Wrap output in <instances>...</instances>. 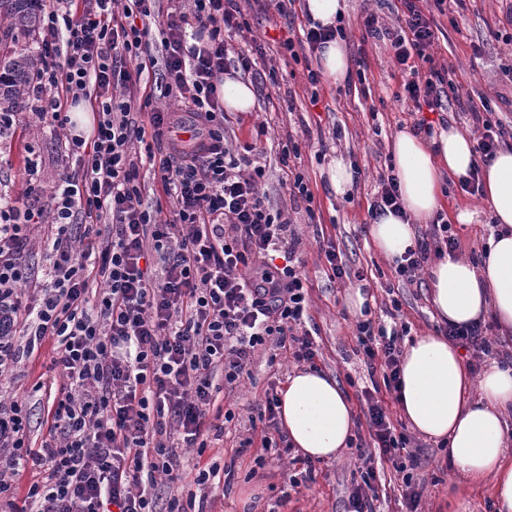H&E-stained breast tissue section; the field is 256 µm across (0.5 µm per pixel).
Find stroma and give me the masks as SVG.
<instances>
[{
  "label": "stroma",
  "mask_w": 512,
  "mask_h": 512,
  "mask_svg": "<svg viewBox=\"0 0 512 512\" xmlns=\"http://www.w3.org/2000/svg\"><path fill=\"white\" fill-rule=\"evenodd\" d=\"M398 0H347L348 12L343 20L350 59L365 61L362 76L349 81L320 83L311 91L306 81L304 60L294 59L286 48L294 38L267 0H244L243 11L251 30L235 37V44L255 41L267 47V62L259 71L275 68L278 87L274 105L256 99L251 111L240 120L231 121L226 130L229 143L248 141L255 124L266 123L274 142L298 143L297 170L303 173L315 196V219L295 215L300 237L298 257L309 279L310 314L318 328L321 355L318 368L335 377L340 389L356 401L353 382L366 378L367 371L353 352L351 334L356 320L346 299L353 283H331L323 274L318 235L331 232L337 247L351 268L370 269L377 301L398 299L401 315L408 321L411 335L434 331L438 324L430 301L428 278L409 285L394 282L390 263L373 244L361 226L367 222L368 201L374 192L376 176L391 152L397 131L412 126L413 118L394 98L402 78L393 66L384 43H361L359 24L365 16L376 15L380 22L392 23ZM440 28L431 49L436 63L447 65L462 94L484 96L489 100L490 118L502 122L512 137V25L503 15L500 0H465L463 7L449 5L446 14L436 15ZM61 129L40 123L31 112H24L8 134L0 136V195L20 202L29 198L25 163L27 156L38 162L37 182L43 192H50L66 169L58 144ZM358 163L361 178L346 196H336L322 178V171L333 159ZM469 211L470 222L456 220L460 211ZM442 213L451 222L459 239L460 256L479 260L482 248L494 224L487 204L479 197L461 192L454 177H446L442 195ZM393 283V295L384 286ZM53 344L44 342L20 368L13 385L14 398L25 400L29 434L41 440L52 424L51 404L62 378L52 366ZM294 364L269 366L266 356H255L249 379L224 394L223 407L234 419L223 437L212 441L204 454L187 450V457H201L224 470L223 482L217 486L196 484L194 472H187L181 482L158 480L153 496L158 512H168L172 499H187L196 494L204 500L205 512H347L349 495L359 480L354 467V449H346L339 461L306 463L300 461L287 444L267 450L260 443L239 449L255 403L278 380L287 379ZM418 466L414 476L424 482L421 512H448V484L452 473L447 449L422 437H415Z\"/></svg>",
  "instance_id": "35a3bbf8"
}]
</instances>
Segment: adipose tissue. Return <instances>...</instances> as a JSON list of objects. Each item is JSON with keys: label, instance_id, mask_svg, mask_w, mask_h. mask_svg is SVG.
I'll return each instance as SVG.
<instances>
[{"label": "adipose tissue", "instance_id": "1", "mask_svg": "<svg viewBox=\"0 0 512 512\" xmlns=\"http://www.w3.org/2000/svg\"><path fill=\"white\" fill-rule=\"evenodd\" d=\"M406 218L374 220L370 237L387 258L415 243L413 227L440 207L446 175L467 174L469 139L455 129L425 138L414 130L391 145ZM482 197L496 230L479 263L445 255L429 269L439 323L467 324L492 315L512 334V147L501 148L482 170ZM399 406L410 427L447 444L452 486L491 481L496 512H512V366L491 364L472 380L460 348L427 333L407 340L401 359ZM281 425L292 447L311 460H341L354 427V411L335 378L317 369L294 372L281 395Z\"/></svg>", "mask_w": 512, "mask_h": 512}]
</instances>
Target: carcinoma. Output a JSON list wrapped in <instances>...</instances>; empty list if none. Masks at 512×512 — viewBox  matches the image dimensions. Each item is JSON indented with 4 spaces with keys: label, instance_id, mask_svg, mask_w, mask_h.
Here are the masks:
<instances>
[{
    "label": "carcinoma",
    "instance_id": "carcinoma-1",
    "mask_svg": "<svg viewBox=\"0 0 512 512\" xmlns=\"http://www.w3.org/2000/svg\"><path fill=\"white\" fill-rule=\"evenodd\" d=\"M42 0H0V112H18L41 66L40 53L15 48L21 35H32L40 25Z\"/></svg>",
    "mask_w": 512,
    "mask_h": 512
}]
</instances>
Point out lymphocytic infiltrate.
Wrapping results in <instances>:
<instances>
[{
    "mask_svg": "<svg viewBox=\"0 0 512 512\" xmlns=\"http://www.w3.org/2000/svg\"><path fill=\"white\" fill-rule=\"evenodd\" d=\"M49 0L35 36L44 61L29 95L40 122L64 130L60 151L76 168L62 174L49 199L32 193L0 198V381L14 378L35 348L54 345L63 384L53 424L40 445L28 436L26 406L0 399V512H157L158 477L182 480L180 449L205 450L223 436L221 392L249 373L255 353L315 365L319 346L307 329L308 283L296 262L299 236L288 211L264 191L268 134L225 142L228 116L218 82L227 71L251 75L258 91L261 45L234 48L227 34L249 29L239 0ZM446 0H400L395 25L366 16L362 40L384 42L410 71L395 99L414 111L457 106L472 119V167L459 188L479 192L480 173L505 142L501 123L463 97L429 49L438 30L429 7ZM176 97L175 113L162 101ZM92 103L91 127L79 130L72 106ZM194 130L190 147L172 134ZM153 142L155 188L139 180L135 144ZM298 145L281 150L280 182L294 209L314 217V195L290 164ZM394 164L382 168L367 215H403ZM39 246L46 265L25 261ZM450 224L429 226L393 261L395 278L413 283L426 264L455 253ZM155 254L158 275L140 262ZM284 263H273L274 254ZM399 302L381 316L364 309L354 325V353L371 385L359 401L368 436L357 439L360 481L349 512H375L385 464L401 473L409 512L425 486L405 427L387 402L400 386ZM30 471L24 497L15 479Z\"/></svg>",
    "mask_w": 512,
    "mask_h": 512,
    "instance_id": "1",
    "label": "lymphocytic infiltrate"
}]
</instances>
